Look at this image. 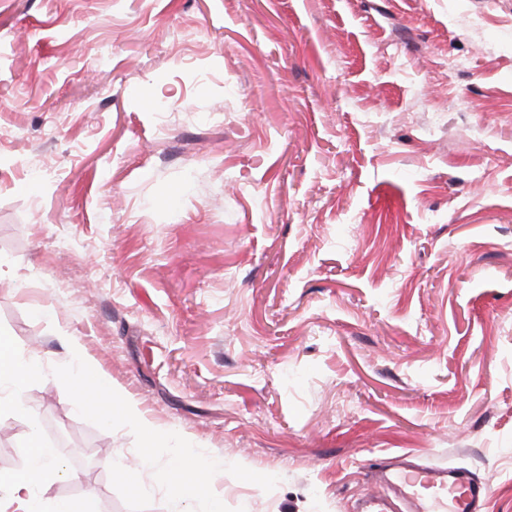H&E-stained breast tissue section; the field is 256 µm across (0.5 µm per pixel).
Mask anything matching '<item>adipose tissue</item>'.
I'll return each instance as SVG.
<instances>
[{"label": "adipose tissue", "mask_w": 512, "mask_h": 512, "mask_svg": "<svg viewBox=\"0 0 512 512\" xmlns=\"http://www.w3.org/2000/svg\"><path fill=\"white\" fill-rule=\"evenodd\" d=\"M80 363V374L74 385V405L105 414L118 406L127 421L144 432L153 431V422L145 417L134 401L122 399L111 380L98 370L93 361L84 357ZM34 371V364L20 358L9 339L1 335L0 390L8 389L9 397L5 400L0 398V411L34 415V408L24 398L26 382ZM19 451L26 466L17 473L0 476V499L16 502L19 512H74L68 501L50 495L52 485L68 476L57 449L51 448L32 433L20 442ZM169 469L179 475L178 480L171 483L170 490L177 500L184 501L196 497L214 474L223 472L224 462L201 458L187 448L172 458Z\"/></svg>", "instance_id": "1"}]
</instances>
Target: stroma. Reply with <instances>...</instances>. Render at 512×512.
<instances>
[{
    "label": "stroma",
    "instance_id": "1",
    "mask_svg": "<svg viewBox=\"0 0 512 512\" xmlns=\"http://www.w3.org/2000/svg\"><path fill=\"white\" fill-rule=\"evenodd\" d=\"M0 330V474L68 439L74 506L206 496L72 406L67 336L224 512H356L400 453L512 512V0H0ZM0 391L6 387L9 397H0V411L10 410L33 416L36 409L29 406L24 398V388L28 378L35 372L32 362L20 358L4 333H0ZM170 472L179 473L181 479L168 482ZM224 472L222 459H202L191 448L172 458L170 466L160 473V477L169 483L173 496L180 502L196 497L201 488L207 486L212 476Z\"/></svg>",
    "mask_w": 512,
    "mask_h": 512
}]
</instances>
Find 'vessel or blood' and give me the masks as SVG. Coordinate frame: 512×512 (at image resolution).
<instances>
[{"mask_svg": "<svg viewBox=\"0 0 512 512\" xmlns=\"http://www.w3.org/2000/svg\"><path fill=\"white\" fill-rule=\"evenodd\" d=\"M390 463L383 480L391 495L368 497L364 512H395L398 499L406 503L407 512H482L487 483L456 469L411 464L403 454L392 456Z\"/></svg>", "mask_w": 512, "mask_h": 512, "instance_id": "b4317fda", "label": "vessel or blood"}]
</instances>
